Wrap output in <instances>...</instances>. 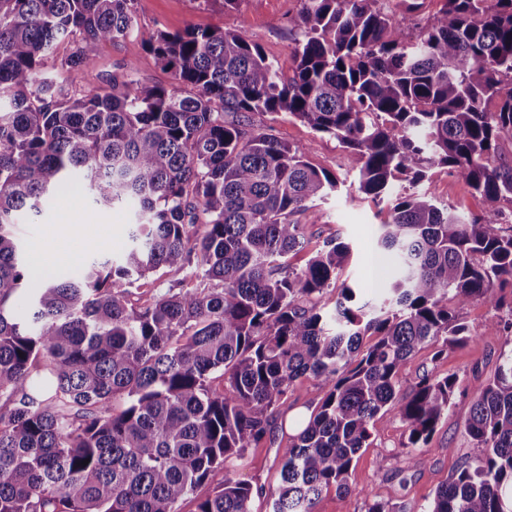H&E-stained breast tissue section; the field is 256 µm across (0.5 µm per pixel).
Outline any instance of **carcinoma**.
Listing matches in <instances>:
<instances>
[{
  "instance_id": "cac0c4a2",
  "label": "carcinoma",
  "mask_w": 512,
  "mask_h": 512,
  "mask_svg": "<svg viewBox=\"0 0 512 512\" xmlns=\"http://www.w3.org/2000/svg\"><path fill=\"white\" fill-rule=\"evenodd\" d=\"M299 2L286 77L242 31L140 29L135 0H0V512H181L217 470L195 512H254L230 467L306 375L325 393L288 435L267 497L271 512H315L324 490L352 493L386 414L406 427L408 463H423L458 379L424 374L407 391L400 371L423 348L437 358L474 339L466 306L506 309L491 328L512 341V163L499 153L512 141V0H444L428 19L420 0ZM129 38L170 85L129 73L78 89L46 71L87 67L89 44ZM253 112L359 153L350 201H388L376 244L399 264L380 301L336 285L350 258L337 238L290 266L305 242L296 216L339 180L311 164L312 145L255 129ZM440 167L481 196V215L394 193ZM75 188L135 206L127 249L26 298L17 226ZM162 268L189 269L194 285L133 303V285ZM336 286L328 311L320 298ZM465 430L479 453L421 512H512V348L472 389ZM363 496L365 512H406Z\"/></svg>"
}]
</instances>
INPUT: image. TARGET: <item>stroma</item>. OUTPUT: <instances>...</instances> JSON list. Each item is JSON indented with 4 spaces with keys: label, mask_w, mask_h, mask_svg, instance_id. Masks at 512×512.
Masks as SVG:
<instances>
[{
    "label": "stroma",
    "mask_w": 512,
    "mask_h": 512,
    "mask_svg": "<svg viewBox=\"0 0 512 512\" xmlns=\"http://www.w3.org/2000/svg\"><path fill=\"white\" fill-rule=\"evenodd\" d=\"M298 7L299 0H242L238 10L228 12L220 0H137V19L139 27L146 30L160 28L174 32L189 26L244 30L287 74L293 64L294 49L288 19L296 14ZM87 52L94 60L93 66L66 74L76 87L101 86L129 71L145 85L172 82L170 73L161 68L152 54L134 49L131 42H98L91 44ZM251 122L254 128L272 130L285 142L311 145V163L342 181L336 196L316 203L300 215V223L307 226L305 246L290 255V263L304 268L309 257L321 249L327 239L340 238L349 244L351 258L339 274V281L354 288L360 300L378 299L386 280L395 274L396 266L389 257L377 261L375 254L376 227L386 215L387 204L367 201L357 207L347 199L348 193L357 187L359 156L343 148L335 138L317 134L306 124L282 114L255 112ZM416 190L466 217L480 214L482 210L479 195L459 175L444 168L432 170ZM74 207L85 216L81 229L62 235L51 233V225ZM129 224L128 206L98 209L83 193L72 190L48 200L35 223L19 225L18 231L28 248H42L49 257L65 251L79 260L106 252L121 254L128 242ZM462 316L474 333V340L465 347L449 349L438 359L434 358L432 349H422L401 371L402 381L407 386L419 375L429 372L439 377L456 376L460 387L448 414L432 436L430 449L423 455V464L415 467L406 464L405 427L399 418L386 416L376 427L371 447L363 450L352 472L353 494L343 496L335 489H328L323 492L316 512H364L362 495L366 492L374 499L403 503L409 512H418L462 462L476 455L477 450L465 432L471 400L464 391L492 378L497 369L502 344L488 339L487 333L499 312L490 303L477 301L467 306ZM323 395L319 380L303 377L295 381L283 404L273 414L270 436L259 447L247 449L244 458L236 461L229 475L263 490L262 495L254 499V512L268 510L264 491L277 483L282 448L288 441L293 420L309 415Z\"/></svg>",
    "instance_id": "stroma-1"
}]
</instances>
